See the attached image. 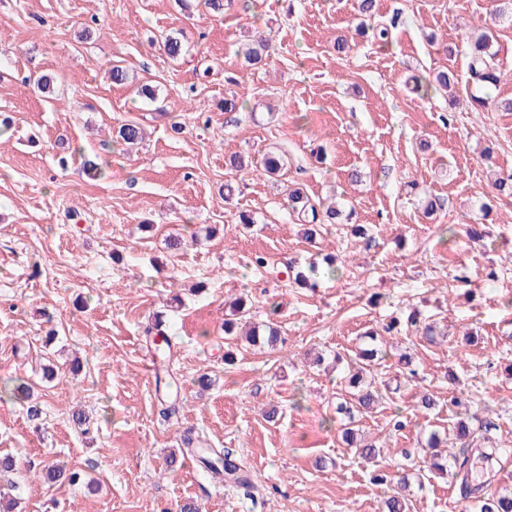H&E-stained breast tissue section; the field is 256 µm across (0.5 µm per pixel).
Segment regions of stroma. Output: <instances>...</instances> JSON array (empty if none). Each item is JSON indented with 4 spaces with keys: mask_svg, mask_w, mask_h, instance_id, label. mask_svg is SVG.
<instances>
[{
    "mask_svg": "<svg viewBox=\"0 0 512 512\" xmlns=\"http://www.w3.org/2000/svg\"><path fill=\"white\" fill-rule=\"evenodd\" d=\"M492 8L374 0L363 22L394 26L381 44L357 34V0H226L218 18L175 0H0V115L13 119L0 137V383H27L43 409L32 422L21 401H0V454L27 462L0 478V497L21 512H382L374 468L417 473L429 432L458 419L453 396L470 402L471 457L484 434L512 441V200L494 202L491 187L512 169V23ZM483 27L506 76L491 91L499 107L478 112L465 86L468 41ZM164 32L184 58L167 57ZM259 38L271 56L246 68L237 49ZM117 60L155 100L111 83ZM446 70L453 92L420 99L414 78ZM32 72L53 77L51 96L28 85ZM232 96L240 108L224 111ZM128 121L148 132L132 152L115 141ZM68 146L95 155L102 176L60 165ZM266 149L288 158L280 180L229 165ZM294 184L337 200L350 222L305 241L286 203ZM470 224L484 237H469ZM171 238L184 242L174 257ZM328 253L338 272L319 288L289 279V264ZM240 296L254 321L278 325L276 349L226 340ZM414 309L440 335H387L392 354L372 375L381 399L356 418L381 448L373 464L343 441L338 395L365 333ZM158 324L172 342L163 362ZM405 351L419 378L398 364ZM203 373L214 385L200 395ZM77 408L90 433L73 423ZM398 409L412 416L400 432ZM187 436L234 449L255 498L188 464ZM51 462L82 483L45 482ZM408 498L409 512L472 506L459 480L438 475Z\"/></svg>",
    "mask_w": 512,
    "mask_h": 512,
    "instance_id": "obj_1",
    "label": "stroma"
}]
</instances>
